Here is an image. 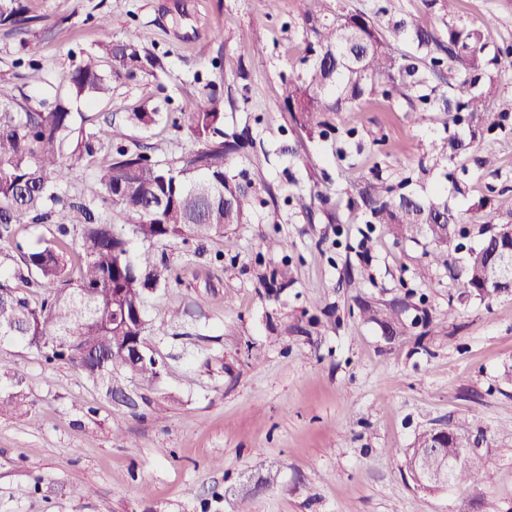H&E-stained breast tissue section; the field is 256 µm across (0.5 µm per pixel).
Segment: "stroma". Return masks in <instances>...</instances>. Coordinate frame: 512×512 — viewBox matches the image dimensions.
I'll return each instance as SVG.
<instances>
[{"mask_svg": "<svg viewBox=\"0 0 512 512\" xmlns=\"http://www.w3.org/2000/svg\"><path fill=\"white\" fill-rule=\"evenodd\" d=\"M343 3L443 29L442 11L425 0ZM27 5L29 32L0 27V80L23 104L65 98L83 57L131 31L161 63L74 105L102 149L74 166L67 194L108 160L112 126L127 112H160L129 129L127 147L163 163L195 149L174 121L208 91L224 101L225 128L252 140L231 172L254 206L223 236L156 245L179 279L146 306L158 380L114 377L132 404L107 399L72 365L0 345L27 393L0 419V512H512V293L469 294L448 268L428 265L430 237L395 238L357 204L360 184L375 177L447 204L469 224L447 243L458 266L483 240L469 221L480 198L497 223H512V0H456L498 57L489 73L499 125L468 139L454 162L434 145L463 127L404 98H367L323 135L297 126L281 94L302 68L300 0ZM300 196L310 209L297 208ZM271 238L283 249L268 250ZM364 303L396 304V335L365 320ZM461 420L489 482L417 488L405 468L415 436Z\"/></svg>", "mask_w": 512, "mask_h": 512, "instance_id": "obj_1", "label": "stroma"}]
</instances>
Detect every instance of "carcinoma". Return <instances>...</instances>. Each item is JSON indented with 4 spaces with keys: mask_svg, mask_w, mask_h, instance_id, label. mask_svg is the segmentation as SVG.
Instances as JSON below:
<instances>
[{
    "mask_svg": "<svg viewBox=\"0 0 512 512\" xmlns=\"http://www.w3.org/2000/svg\"><path fill=\"white\" fill-rule=\"evenodd\" d=\"M301 23L306 34L302 73L284 81L283 100L301 128L314 132L329 125L330 116L354 112L367 96L390 101L429 89L420 96L433 101L435 111L456 122L459 116L470 133L489 120L488 99L494 78L486 72L487 42L480 26L455 16V0H428V6L448 8L445 37L403 18H390L383 35L361 11H346L339 0H301ZM25 0H0V26L29 27ZM408 41L415 55H396L392 42ZM107 56L124 69L154 72L158 58L141 49L135 32L103 45ZM424 57L429 66L420 68ZM460 72L450 91L437 94L428 87L430 75L444 64ZM65 80L68 98L43 111L22 105L0 83V242L8 241L16 224H51L53 239L19 255V273L0 270V343L21 342L36 349L44 361H66L112 397V375L126 372L150 385L159 371L152 366L130 367L122 354L133 336H145L147 320L112 323V296L121 293L127 308L145 313L148 295L169 283V268L155 260L152 246L172 239H208L224 236V225L247 221L253 206L248 190L229 173V155L240 147L243 134L224 130V106L205 94L181 110L182 124L198 148L174 163H151L139 151L122 143L126 127L112 126L109 163L80 194L59 192L72 166L94 160L101 150L97 133L76 123L70 104L105 98L111 87L94 56L87 57ZM158 112L145 108L128 113L125 122L147 127ZM362 205L391 233L404 236L424 231L443 243L456 234L457 221L438 224L448 206L413 195L394 199L390 188L367 182L358 190ZM108 199L131 223L132 236L146 245L133 256L125 229L96 215L92 204ZM472 222L490 232L497 228L487 204L473 207ZM487 261L486 252L471 253L453 274L476 291ZM23 281L28 291L13 285ZM367 320L394 331L398 311L361 307Z\"/></svg>",
    "mask_w": 512,
    "mask_h": 512,
    "instance_id": "1",
    "label": "carcinoma"
}]
</instances>
